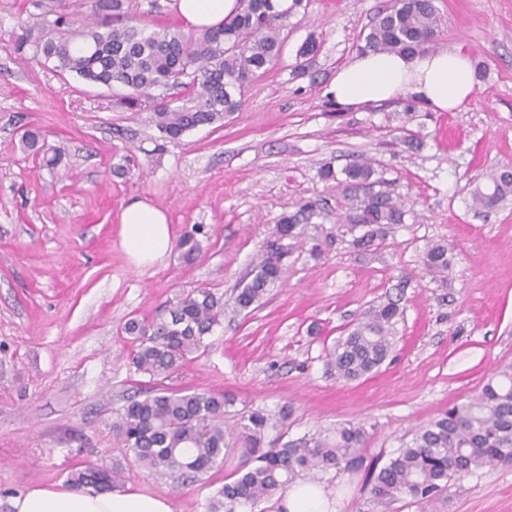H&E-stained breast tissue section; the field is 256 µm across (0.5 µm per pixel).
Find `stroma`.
Returning a JSON list of instances; mask_svg holds the SVG:
<instances>
[{
  "mask_svg": "<svg viewBox=\"0 0 512 512\" xmlns=\"http://www.w3.org/2000/svg\"><path fill=\"white\" fill-rule=\"evenodd\" d=\"M304 2L241 109L169 140L151 112L113 108L108 89L17 53L38 11L0 0V492L63 486L74 467L117 463L122 487L165 497L174 512H204L239 456L227 451L189 478L125 460L112 424L144 385L129 369L124 325L182 291L231 297L280 218L309 201L317 208L288 249L283 282L254 308L226 307L175 386L234 397L230 425L284 404L293 437L363 422L372 459L512 365V196L484 213L471 207L489 172L512 169V0H434V48L459 49L476 68V91L456 112H428L404 95L337 110L323 91L391 0ZM311 40L317 55L300 60ZM29 129L38 148L21 141ZM57 152L61 163L47 166ZM356 161L371 162L409 213L369 251L352 247L359 231L343 219V189L320 174ZM134 199L165 211L173 238L199 231L201 252L188 261L174 248L161 263L133 264L119 218ZM440 239L453 248L443 278L421 261ZM391 299L402 310L391 361L355 382L330 375L326 349ZM322 482L340 512H512V462L450 485L424 509L374 506L359 473L332 470Z\"/></svg>",
  "mask_w": 512,
  "mask_h": 512,
  "instance_id": "obj_1",
  "label": "stroma"
}]
</instances>
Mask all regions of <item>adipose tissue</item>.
I'll list each match as a JSON object with an SVG mask.
<instances>
[{
	"label": "adipose tissue",
	"mask_w": 512,
	"mask_h": 512,
	"mask_svg": "<svg viewBox=\"0 0 512 512\" xmlns=\"http://www.w3.org/2000/svg\"><path fill=\"white\" fill-rule=\"evenodd\" d=\"M175 17L187 27H215L237 14L240 0H172ZM475 90L471 57L455 49L424 52L356 54L340 66L325 94L340 109L412 96L425 110L451 112L463 109ZM121 242L132 262L153 265L169 251L168 219L149 201H130L121 211ZM286 512H338L321 485L298 483L281 500ZM13 512H173L170 502L130 489L92 494L62 488L34 487L14 497Z\"/></svg>",
	"instance_id": "1"
}]
</instances>
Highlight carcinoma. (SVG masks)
Returning <instances> with one entry per match:
<instances>
[{
    "label": "carcinoma",
    "instance_id": "obj_1",
    "mask_svg": "<svg viewBox=\"0 0 512 512\" xmlns=\"http://www.w3.org/2000/svg\"><path fill=\"white\" fill-rule=\"evenodd\" d=\"M242 8L221 25L198 34L178 27L149 26L129 13L128 0H91L90 15L66 11L65 0H37L42 15L38 36L27 31L15 43L54 62V70L87 83L121 90L117 106L152 112L157 129L178 139L211 126L238 111L235 91L274 64L281 54L280 30L303 7L293 0L275 11L271 0H241ZM437 26L433 0H401L378 15L364 36L363 49L418 51L432 47ZM185 98L182 106H158L157 95ZM344 196L350 201L347 221L363 228L353 239L361 250L374 244L385 228L405 223L406 212L381 189L367 162L342 169ZM489 185L476 188L472 205L497 207L512 194V172L488 175ZM306 203L299 214L284 216L263 245L251 280L237 290L234 305L246 310L258 303L283 276L286 239L302 236L298 215L313 213ZM187 259L201 250L194 234L177 243ZM448 243L427 245L422 263L432 274L448 272ZM167 316L133 317L125 324L134 348L130 367L149 376L142 399L132 398L113 427L125 455L157 475L200 473L224 462V415L234 398L210 390L173 388L167 381L180 373L190 356L205 347L204 339L224 318V302L207 288L181 293L166 308ZM398 303L388 301L366 313L326 352V366L336 378L350 382L380 369L393 353ZM287 406L271 414L256 408L241 416L234 433L240 462L224 486L208 500L206 512H269L296 481H316L329 470L364 471L363 491L372 502L389 507L408 499L421 507L460 481L497 461L512 457V365L493 372L479 393L420 426L385 463L366 462L361 453L369 433L361 423L344 422L301 437L288 436ZM271 430L278 431L268 440ZM116 468L85 466L68 475L71 487L90 493L117 489ZM261 503L266 507L257 509Z\"/></svg>",
    "mask_w": 512,
    "mask_h": 512
}]
</instances>
